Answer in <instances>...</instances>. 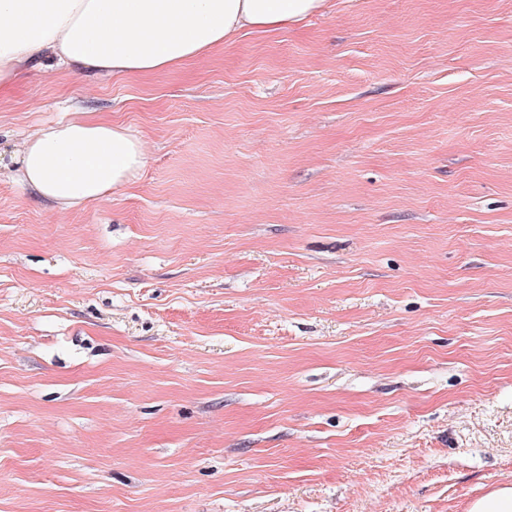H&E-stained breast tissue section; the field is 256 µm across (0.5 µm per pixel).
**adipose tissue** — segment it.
I'll use <instances>...</instances> for the list:
<instances>
[{"instance_id": "adipose-tissue-1", "label": "adipose tissue", "mask_w": 512, "mask_h": 512, "mask_svg": "<svg viewBox=\"0 0 512 512\" xmlns=\"http://www.w3.org/2000/svg\"><path fill=\"white\" fill-rule=\"evenodd\" d=\"M325 0H0V87L46 60L74 72L141 75L199 58L244 30L274 32L319 13ZM147 160L143 141L109 121L40 129L18 175L69 209L124 187Z\"/></svg>"}]
</instances>
